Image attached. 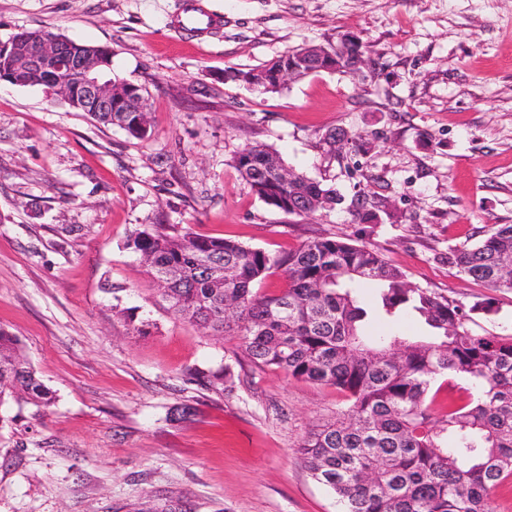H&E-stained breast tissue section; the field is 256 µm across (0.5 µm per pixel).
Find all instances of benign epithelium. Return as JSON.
Wrapping results in <instances>:
<instances>
[{"label": "benign epithelium", "mask_w": 512, "mask_h": 512, "mask_svg": "<svg viewBox=\"0 0 512 512\" xmlns=\"http://www.w3.org/2000/svg\"><path fill=\"white\" fill-rule=\"evenodd\" d=\"M352 42H358V38L345 36L330 52L310 46L276 73L275 79L257 70L240 76L241 82L263 92L274 90L311 74V66L320 62L325 63L327 71L356 75L366 61L362 58L356 66H350L347 46ZM111 59L112 48L107 45L88 48L49 30L36 34L22 30L0 43V81L15 84L16 75L22 73L47 84L50 95L79 112H120L122 100L141 90L135 84L122 87L100 79V69L110 65Z\"/></svg>", "instance_id": "1"}]
</instances>
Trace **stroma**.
I'll return each instance as SVG.
<instances>
[{
    "mask_svg": "<svg viewBox=\"0 0 512 512\" xmlns=\"http://www.w3.org/2000/svg\"><path fill=\"white\" fill-rule=\"evenodd\" d=\"M183 3L0 0V42L42 28L111 46L103 79L139 84L149 119L134 139L0 81V329L54 394L0 407V512L341 510L298 445L342 393L176 315L125 247L140 225L272 254L350 239L470 308L474 332L512 336V290L448 262L512 224V0H203L224 22L201 40L168 25ZM345 35L364 46L363 78L325 71L276 93L222 80ZM256 143L342 203L308 217L264 203L232 164ZM373 193L389 216L356 220L350 201ZM227 364L232 382L193 376Z\"/></svg>",
    "mask_w": 512,
    "mask_h": 512,
    "instance_id": "35a3bbf8",
    "label": "stroma"
}]
</instances>
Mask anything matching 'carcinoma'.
<instances>
[{
  "label": "carcinoma",
  "instance_id": "carcinoma-1",
  "mask_svg": "<svg viewBox=\"0 0 512 512\" xmlns=\"http://www.w3.org/2000/svg\"><path fill=\"white\" fill-rule=\"evenodd\" d=\"M126 112L94 113L104 125L134 122ZM252 192L289 214L331 208L336 189L297 174L293 182L280 154L250 145L233 160ZM386 200L357 201L371 221ZM126 246L138 253L157 289L182 319L209 336L240 337L251 361L343 392L347 406L336 421L301 443L313 479L336 494L342 512H494L492 491L512 477V337L483 336L468 314L448 299L414 288L404 272L373 247L314 237L297 250L272 255L235 241L145 224ZM448 262L486 287L512 289V224L472 245L448 252ZM281 268L287 285L277 293L256 285ZM379 290L377 311L413 312L426 336L370 337L369 311L360 296ZM464 380L478 388L464 403L439 395ZM48 405L53 395L29 364L17 337L0 331V404Z\"/></svg>",
  "mask_w": 512,
  "mask_h": 512
}]
</instances>
